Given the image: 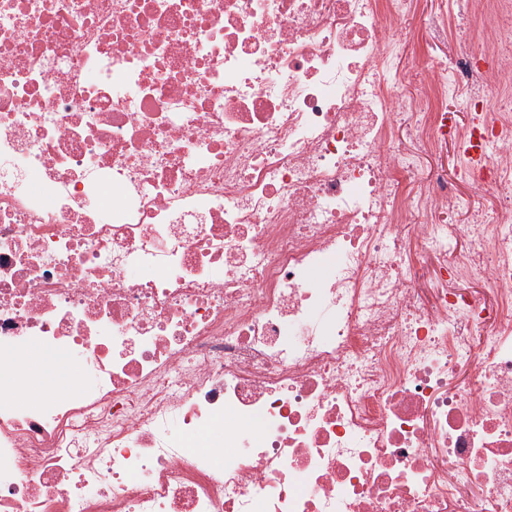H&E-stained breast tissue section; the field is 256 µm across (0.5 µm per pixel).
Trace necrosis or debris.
<instances>
[{
  "label": "necrosis or debris",
  "instance_id": "necrosis-or-debris-1",
  "mask_svg": "<svg viewBox=\"0 0 512 512\" xmlns=\"http://www.w3.org/2000/svg\"><path fill=\"white\" fill-rule=\"evenodd\" d=\"M420 8L0 0V512H512V0Z\"/></svg>",
  "mask_w": 512,
  "mask_h": 512
}]
</instances>
